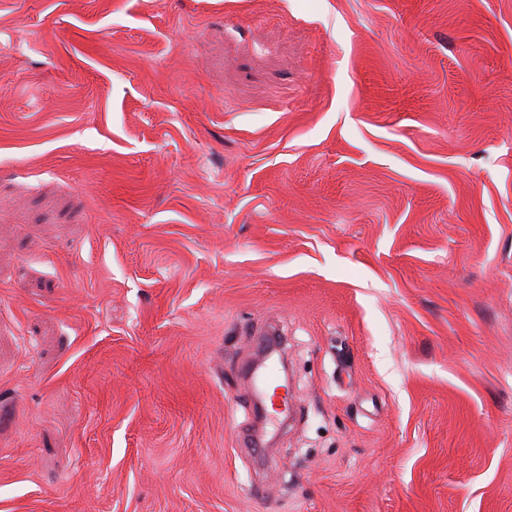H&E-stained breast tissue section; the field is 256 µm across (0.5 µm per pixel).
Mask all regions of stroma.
Segmentation results:
<instances>
[{
  "instance_id": "obj_1",
  "label": "stroma",
  "mask_w": 512,
  "mask_h": 512,
  "mask_svg": "<svg viewBox=\"0 0 512 512\" xmlns=\"http://www.w3.org/2000/svg\"><path fill=\"white\" fill-rule=\"evenodd\" d=\"M0 512H512V0H0Z\"/></svg>"
}]
</instances>
